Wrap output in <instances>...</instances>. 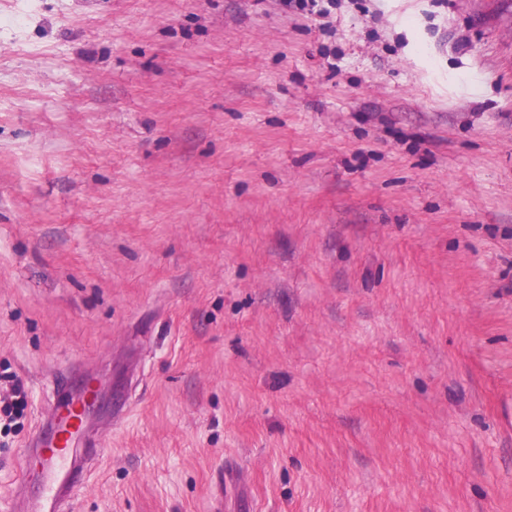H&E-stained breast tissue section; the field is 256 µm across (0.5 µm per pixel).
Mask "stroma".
<instances>
[{
  "instance_id": "obj_1",
  "label": "stroma",
  "mask_w": 512,
  "mask_h": 512,
  "mask_svg": "<svg viewBox=\"0 0 512 512\" xmlns=\"http://www.w3.org/2000/svg\"><path fill=\"white\" fill-rule=\"evenodd\" d=\"M329 21L0 0V502L92 372L65 512H512V0ZM25 393L21 381H17L10 394H0V424L4 421L6 429L11 428V423L15 422L21 415L24 407Z\"/></svg>"
}]
</instances>
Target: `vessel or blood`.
Returning a JSON list of instances; mask_svg holds the SVG:
<instances>
[{"instance_id": "vessel-or-blood-1", "label": "vessel or blood", "mask_w": 512, "mask_h": 512, "mask_svg": "<svg viewBox=\"0 0 512 512\" xmlns=\"http://www.w3.org/2000/svg\"><path fill=\"white\" fill-rule=\"evenodd\" d=\"M89 413L85 402L65 397L32 440L37 478L21 490L29 512H61L86 477L89 461L75 457L74 450L86 436Z\"/></svg>"}]
</instances>
